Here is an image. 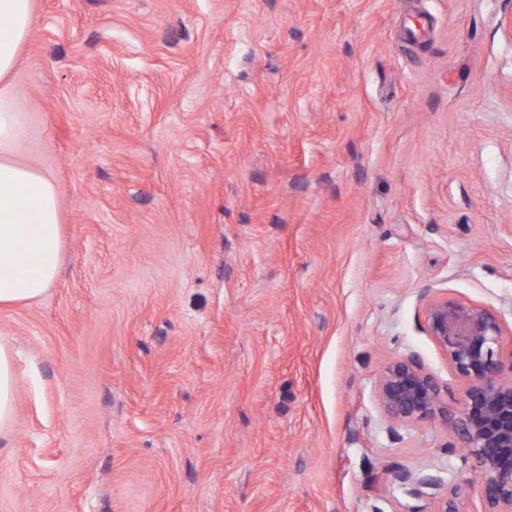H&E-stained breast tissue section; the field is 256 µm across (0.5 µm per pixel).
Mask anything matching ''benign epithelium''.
Wrapping results in <instances>:
<instances>
[{
	"label": "benign epithelium",
	"mask_w": 512,
	"mask_h": 512,
	"mask_svg": "<svg viewBox=\"0 0 512 512\" xmlns=\"http://www.w3.org/2000/svg\"><path fill=\"white\" fill-rule=\"evenodd\" d=\"M427 332L465 383L464 398L450 420L480 474L486 512H512V380L500 378L503 329L498 317L479 305L436 295L426 307ZM439 389L419 361L409 356L389 363L378 381V400L394 424H413L441 413ZM393 478L423 493L431 490L432 512H467L460 486L440 493L442 482L398 468Z\"/></svg>",
	"instance_id": "7a95c632"
}]
</instances>
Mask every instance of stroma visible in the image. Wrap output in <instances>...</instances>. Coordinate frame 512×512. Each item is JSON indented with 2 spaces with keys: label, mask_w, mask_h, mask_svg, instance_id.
<instances>
[{
  "label": "stroma",
  "mask_w": 512,
  "mask_h": 512,
  "mask_svg": "<svg viewBox=\"0 0 512 512\" xmlns=\"http://www.w3.org/2000/svg\"><path fill=\"white\" fill-rule=\"evenodd\" d=\"M20 160L54 178L61 272L0 307V512H431L443 419L382 369L465 382L436 295L512 352V0H34ZM426 27L417 39L407 29ZM15 390L12 355L7 348L0 345V442L8 439L13 426ZM435 381L412 356L389 363L378 381V400L394 424H413L442 413Z\"/></svg>",
  "instance_id": "1"
}]
</instances>
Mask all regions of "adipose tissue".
I'll use <instances>...</instances> for the list:
<instances>
[{
	"label": "adipose tissue",
	"mask_w": 512,
	"mask_h": 512,
	"mask_svg": "<svg viewBox=\"0 0 512 512\" xmlns=\"http://www.w3.org/2000/svg\"><path fill=\"white\" fill-rule=\"evenodd\" d=\"M33 25V0H0V305L41 297L58 274L59 192L39 168L16 160L22 104L9 78ZM12 355L0 345V441L14 422Z\"/></svg>",
	"instance_id": "adipose-tissue-1"
}]
</instances>
